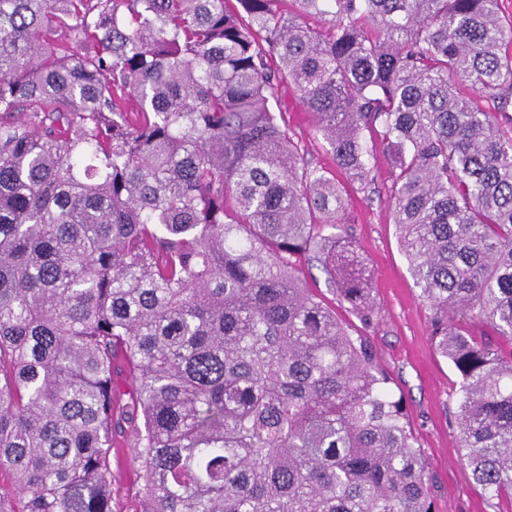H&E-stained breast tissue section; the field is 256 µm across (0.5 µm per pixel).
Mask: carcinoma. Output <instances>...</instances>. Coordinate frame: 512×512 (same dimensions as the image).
Listing matches in <instances>:
<instances>
[{"label": "carcinoma", "instance_id": "1", "mask_svg": "<svg viewBox=\"0 0 512 512\" xmlns=\"http://www.w3.org/2000/svg\"><path fill=\"white\" fill-rule=\"evenodd\" d=\"M512 26L499 0H0V512H433L369 339L347 188L389 197L458 378L476 483L512 496ZM490 103L483 109L461 88ZM292 89L328 146L272 104ZM134 372L127 402L117 364ZM461 325L478 340H482L493 345H500L504 350H509L510 348V345L505 340L497 336L485 323L475 320H466ZM140 473L138 463L122 442L112 447L113 512H142Z\"/></svg>", "mask_w": 512, "mask_h": 512}]
</instances>
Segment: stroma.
<instances>
[{
    "instance_id": "obj_1",
    "label": "stroma",
    "mask_w": 512,
    "mask_h": 512,
    "mask_svg": "<svg viewBox=\"0 0 512 512\" xmlns=\"http://www.w3.org/2000/svg\"><path fill=\"white\" fill-rule=\"evenodd\" d=\"M290 127L314 159L329 165L330 157L317 138L313 118L293 91L281 99ZM387 197L347 198L343 225L352 236L371 274L378 314L365 329L377 350V363L402 395L407 420L433 477L436 512H512V497H493L479 486L464 460L460 434L452 416L458 376L436 349L431 311L423 300L400 249ZM309 287L331 306L337 318L362 327L350 305L333 291L318 262H299ZM139 465L124 444L112 449V512H142Z\"/></svg>"
}]
</instances>
